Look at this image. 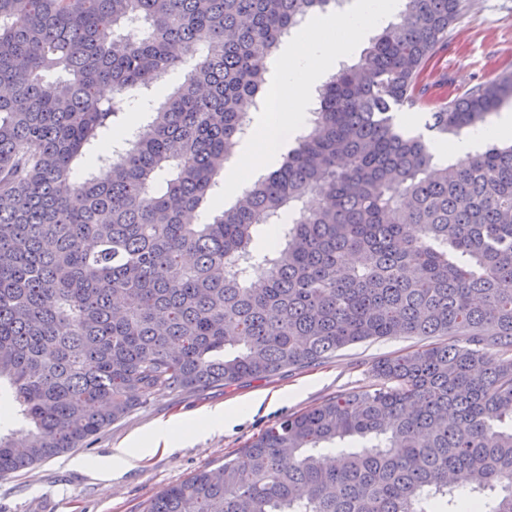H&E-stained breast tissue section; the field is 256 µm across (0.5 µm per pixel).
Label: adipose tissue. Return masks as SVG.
<instances>
[{
    "label": "adipose tissue",
    "instance_id": "obj_1",
    "mask_svg": "<svg viewBox=\"0 0 512 512\" xmlns=\"http://www.w3.org/2000/svg\"><path fill=\"white\" fill-rule=\"evenodd\" d=\"M398 7V0H356L351 12L340 21L343 39L331 35L329 23L316 21L289 42L281 58L282 70L288 77L283 111L276 123L258 129L238 164L225 171V195L238 192L243 180L254 171L256 165L267 162L273 143L294 135L305 118L310 83L335 61L345 40L358 37L368 27L396 12ZM238 413V408L218 406L191 419L158 424L145 435L116 449L112 460L122 466L134 464L158 448L171 446L174 440L191 439L212 432L224 420Z\"/></svg>",
    "mask_w": 512,
    "mask_h": 512
}]
</instances>
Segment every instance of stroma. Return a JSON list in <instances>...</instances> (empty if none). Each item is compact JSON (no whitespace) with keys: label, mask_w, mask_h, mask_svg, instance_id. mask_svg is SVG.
I'll return each instance as SVG.
<instances>
[{"label":"stroma","mask_w":512,"mask_h":512,"mask_svg":"<svg viewBox=\"0 0 512 512\" xmlns=\"http://www.w3.org/2000/svg\"><path fill=\"white\" fill-rule=\"evenodd\" d=\"M512 73V0H469L454 25L448 48L430 62L434 96L465 95L477 83ZM419 337L353 344L325 362L229 387L176 394L162 392L96 436L86 448L0 476V512H143L169 485L223 465L283 415L304 411L337 393L364 389L379 359L420 345ZM249 403L247 413L223 429L159 449L132 467L113 469L111 487L79 468L80 460L108 461L114 449L155 425L192 417L219 405Z\"/></svg>","instance_id":"1"}]
</instances>
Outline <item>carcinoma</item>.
<instances>
[{
    "label": "carcinoma",
    "instance_id": "carcinoma-1",
    "mask_svg": "<svg viewBox=\"0 0 512 512\" xmlns=\"http://www.w3.org/2000/svg\"><path fill=\"white\" fill-rule=\"evenodd\" d=\"M340 2L0 0V381L31 426L0 432V476L160 392L446 336L144 512H512V145L432 149L488 125L512 74L436 102L424 81L467 0H404L281 167L197 222L281 38ZM186 65L126 147L102 149L128 99ZM405 105L431 107L434 139L398 123ZM269 225L275 243L251 248Z\"/></svg>",
    "mask_w": 512,
    "mask_h": 512
}]
</instances>
